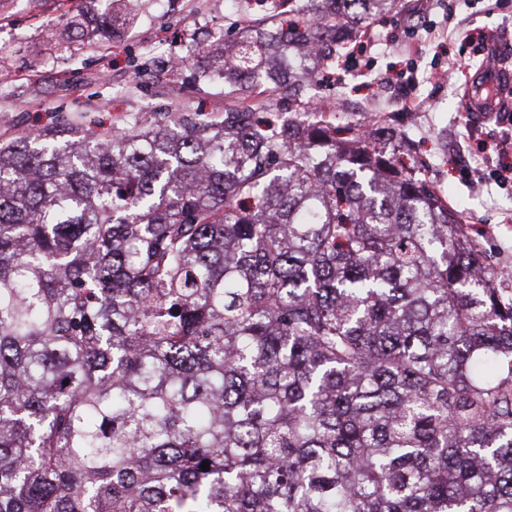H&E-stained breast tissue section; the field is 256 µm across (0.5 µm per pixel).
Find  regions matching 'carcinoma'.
<instances>
[{"mask_svg": "<svg viewBox=\"0 0 512 512\" xmlns=\"http://www.w3.org/2000/svg\"><path fill=\"white\" fill-rule=\"evenodd\" d=\"M289 2L203 51L221 112L0 143V512H512V285L386 146L263 117L397 0Z\"/></svg>", "mask_w": 512, "mask_h": 512, "instance_id": "obj_1", "label": "carcinoma"}]
</instances>
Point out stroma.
<instances>
[{
    "label": "stroma",
    "instance_id": "obj_1",
    "mask_svg": "<svg viewBox=\"0 0 512 512\" xmlns=\"http://www.w3.org/2000/svg\"><path fill=\"white\" fill-rule=\"evenodd\" d=\"M130 6L135 23L117 27L105 45L77 41L62 52L57 40L67 19L93 10L92 0H0V85L8 87L0 94V135L15 138L56 117L109 125L132 112L221 109L220 86L197 81L201 59L187 47L208 44L216 29L233 39L257 19L254 0H131ZM484 34L505 39L512 69V0L490 12L482 0H433L425 14L416 0H399L337 61L333 92L314 87L302 104L280 94L273 108L302 111L312 123L348 127L376 141V124L385 121L393 133L388 148L477 228L483 259L506 274L512 273V183L494 177L495 144L512 138V122L475 120L462 111L465 89L485 62ZM148 47L161 65L136 74L130 61ZM172 59L182 60L181 70L166 68ZM448 68L452 77L436 82L435 74ZM404 94L424 110L400 112Z\"/></svg>",
    "mask_w": 512,
    "mask_h": 512
}]
</instances>
